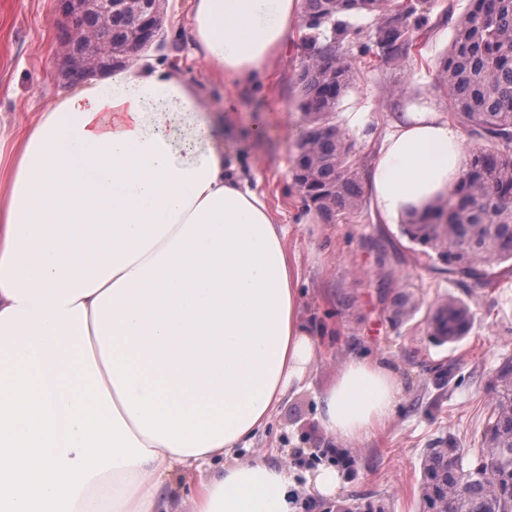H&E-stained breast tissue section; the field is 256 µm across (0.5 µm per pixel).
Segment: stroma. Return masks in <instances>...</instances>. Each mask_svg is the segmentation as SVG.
I'll return each mask as SVG.
<instances>
[{"label": "stroma", "instance_id": "obj_1", "mask_svg": "<svg viewBox=\"0 0 512 512\" xmlns=\"http://www.w3.org/2000/svg\"><path fill=\"white\" fill-rule=\"evenodd\" d=\"M468 0H434V31L420 58L386 62L347 51L352 77L337 121L354 144L359 169H366L369 143L397 104L419 96L446 107L448 97L436 82L453 23ZM59 0H0V142L12 144L34 123L64 86L57 79ZM165 30L172 39L163 61L203 90L209 105L235 100L230 142L247 178L265 192L270 211L288 227L286 243L301 270L302 299L309 316L330 326L306 385L286 399L267 428L240 460L257 458L289 469L295 481L298 512H423L422 458L427 449L458 447L478 452L486 413L487 381L503 358L512 357V272L498 287L463 288L450 283L436 261L412 243L403 225L374 223L371 216L335 224H294L301 195L292 178L295 145L304 127L296 78L301 48L274 60L269 77L258 86L228 88L211 75L176 30L188 24L185 0H165ZM262 123L253 139L250 126ZM390 257L376 262V249ZM467 302L473 324L454 343L430 334L432 310L448 297ZM383 358L402 383L401 402L388 432L348 448L352 473L337 495L312 493L307 474L330 464V441L319 420L317 396L349 357Z\"/></svg>", "mask_w": 512, "mask_h": 512}]
</instances>
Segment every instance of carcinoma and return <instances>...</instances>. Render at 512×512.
<instances>
[{
	"label": "carcinoma",
	"mask_w": 512,
	"mask_h": 512,
	"mask_svg": "<svg viewBox=\"0 0 512 512\" xmlns=\"http://www.w3.org/2000/svg\"><path fill=\"white\" fill-rule=\"evenodd\" d=\"M433 0H303L298 75L299 109L308 127L327 129L311 140L302 135L293 177L305 203L327 223L365 208L353 147L335 122L342 93L350 81V44L361 39L357 19L375 24V46L383 59L409 56L431 31L428 14ZM150 10L134 16L112 12L109 34L117 52L136 32L147 29ZM437 80L447 89L448 111L474 142L469 168L459 189L437 210L404 227L411 242L436 252L448 281L463 288H490L500 276L497 267L512 268V0H469L454 26ZM471 326L469 306L461 299L435 309L431 335L455 342ZM500 386L489 395L484 443L496 448L498 467L483 457L467 461L463 448L448 449V458L432 457L422 464L423 501L427 512H441L440 490L459 472L469 474L456 512H512V357L496 368Z\"/></svg>",
	"instance_id": "cac0c4a2"
}]
</instances>
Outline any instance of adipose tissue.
Returning <instances> with one entry per match:
<instances>
[{"label":"adipose tissue","instance_id":"1","mask_svg":"<svg viewBox=\"0 0 512 512\" xmlns=\"http://www.w3.org/2000/svg\"><path fill=\"white\" fill-rule=\"evenodd\" d=\"M212 73L249 84L301 0H187ZM228 119L148 49L0 147V512H295L287 468L239 462L321 351L300 265L225 144ZM467 133L422 98L387 115L365 196L408 224L458 188ZM394 368L350 357L318 396L340 446L384 434Z\"/></svg>","mask_w":512,"mask_h":512}]
</instances>
